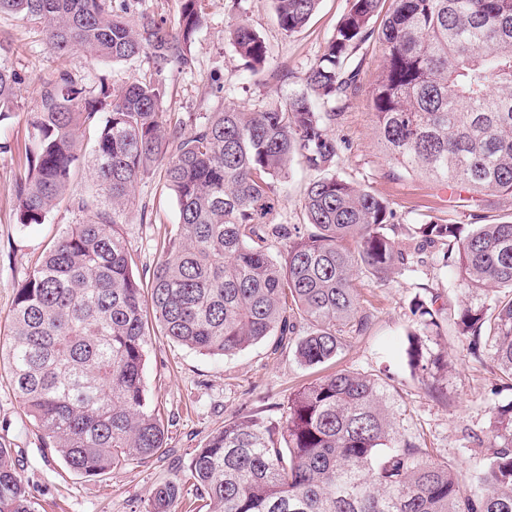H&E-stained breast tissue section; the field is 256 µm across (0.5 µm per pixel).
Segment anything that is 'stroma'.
Masks as SVG:
<instances>
[{
	"label": "stroma",
	"instance_id": "35a3bbf8",
	"mask_svg": "<svg viewBox=\"0 0 512 512\" xmlns=\"http://www.w3.org/2000/svg\"><path fill=\"white\" fill-rule=\"evenodd\" d=\"M348 0H322L318 11L298 33L278 26L274 0H202L205 23L191 45L189 67L163 76V110L184 119V134H192L188 113L210 112L220 105L247 110L283 106L305 90L303 75L320 57L333 36ZM243 21L264 39L267 63L250 71L229 39L231 24ZM0 40L8 43L9 61L24 76L19 106L0 121V344L6 343L13 299L19 285L53 241L82 219L73 198L96 191L91 169L81 167L63 200L43 223L17 224L13 186L27 168L29 120L44 84L67 71L73 82L95 96L101 87L131 83L152 73L147 58L133 62L89 65L83 53L57 60L38 24L20 16L0 15ZM361 91L346 102L331 128L336 140L337 172L386 198L403 224L469 223L468 209L455 206L449 191L433 182L392 167L375 137L369 91L383 65L378 42H370L355 58ZM311 174L294 164L287 183L277 184L281 224L304 221L301 200ZM178 222L175 200L158 177L138 184L133 205L122 217L121 233L138 276L149 277L159 257L160 243ZM359 302L370 316L367 328L349 333L341 353L318 369L301 365L292 347L260 344L228 356H209L182 348L164 337L152 339L145 382L157 402L168 431L167 446L145 464L126 463L111 473L85 478L66 470L46 448L32 426L20 398L9 384L8 365L0 362V446L12 450L38 512H145L157 483L186 476L192 457L224 423L240 415L259 414L272 420L285 414L289 396L304 383L342 369L378 375L411 435L435 455L448 458L458 471L473 473L479 462L477 440L488 439L489 408L512 393H495L498 372L493 362L478 363L455 333L439 341L451 368L441 378L442 396L432 395L413 379L404 358L411 325L409 305L428 290L440 295L449 309L469 299L455 272L428 254L415 270L380 283L361 278Z\"/></svg>",
	"mask_w": 512,
	"mask_h": 512
}]
</instances>
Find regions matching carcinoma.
I'll return each instance as SVG.
<instances>
[{"label":"carcinoma","mask_w":512,"mask_h":512,"mask_svg":"<svg viewBox=\"0 0 512 512\" xmlns=\"http://www.w3.org/2000/svg\"><path fill=\"white\" fill-rule=\"evenodd\" d=\"M279 27L298 32L321 0H274ZM389 8H384L385 3ZM42 25L46 44L93 63L145 55L155 74L181 68L205 21L201 0H181L174 24L132 18L129 0H0V14ZM384 14L379 28L374 17ZM253 70L268 50L248 24L230 26ZM384 64L371 87L376 134L394 166L422 174L466 208L512 195V0H349L306 92L284 108L224 106L192 116L195 132L163 119L164 91L149 79L86 98L60 71L31 113L27 171L14 185L17 223L41 224L88 164L107 205L81 198L82 222L47 249L17 289L0 357L48 448L76 475L96 477L165 447L148 394L151 333L203 354L232 355L272 336H293L300 364L320 367L343 334L362 332L356 279L385 282L429 248L456 268L472 299L453 314L437 295L410 306L405 356L412 375L448 371L428 341L453 321L467 351H490L512 390V221L394 223L387 199L336 175L335 104L360 92L353 57L373 37ZM0 46V121L18 105L21 78ZM94 127L90 157L79 131ZM299 156L314 177L304 227L276 223L274 183ZM163 167L179 222L149 280L132 269L119 222L134 190ZM280 242L282 260L270 254ZM491 439L467 478L402 431L383 385L340 370L288 399L276 424L237 417L195 450L190 478L206 512H512V400L489 411ZM187 480L153 492L147 512H177ZM0 512H35L9 448L0 447Z\"/></svg>","instance_id":"obj_1"}]
</instances>
